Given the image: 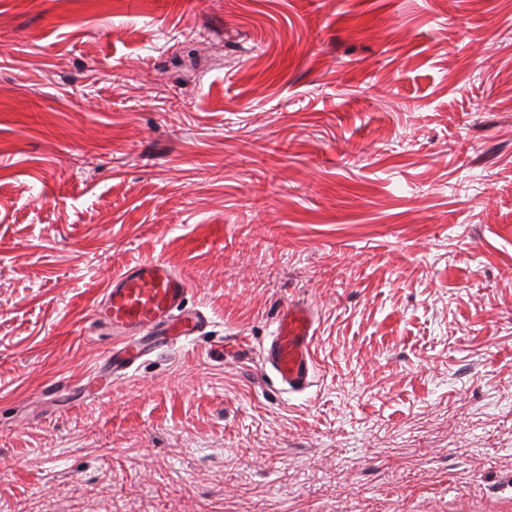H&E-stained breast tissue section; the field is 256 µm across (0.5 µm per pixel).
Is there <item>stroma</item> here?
Listing matches in <instances>:
<instances>
[{"mask_svg":"<svg viewBox=\"0 0 512 512\" xmlns=\"http://www.w3.org/2000/svg\"><path fill=\"white\" fill-rule=\"evenodd\" d=\"M153 258L211 333L89 397ZM509 459L512 0H0V512H422ZM315 323L311 306L288 304L279 310L275 328L262 344L263 370L266 376L274 377L283 392L302 394L315 382Z\"/></svg>","mask_w":512,"mask_h":512,"instance_id":"obj_1","label":"stroma"}]
</instances>
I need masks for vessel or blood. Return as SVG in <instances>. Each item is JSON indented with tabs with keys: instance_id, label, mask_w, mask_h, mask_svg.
I'll use <instances>...</instances> for the list:
<instances>
[{
	"instance_id": "obj_1",
	"label": "vessel or blood",
	"mask_w": 512,
	"mask_h": 512,
	"mask_svg": "<svg viewBox=\"0 0 512 512\" xmlns=\"http://www.w3.org/2000/svg\"><path fill=\"white\" fill-rule=\"evenodd\" d=\"M188 294L187 282L164 260L144 261L112 276L85 329L88 339L111 342L93 375V397H109L113 380L156 350L207 335L211 320L189 303ZM315 323L311 306L288 304L261 347L263 370L283 392L302 394L315 382Z\"/></svg>"
}]
</instances>
